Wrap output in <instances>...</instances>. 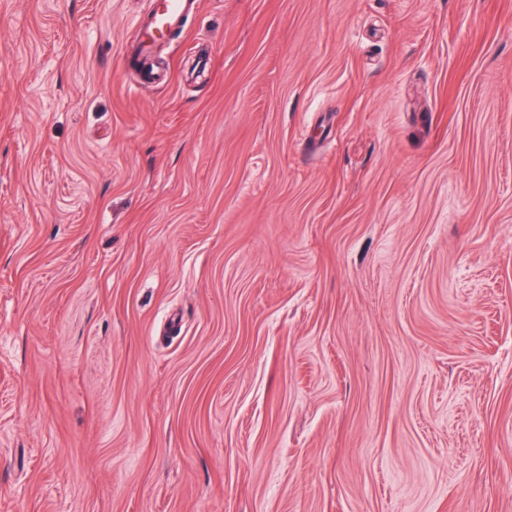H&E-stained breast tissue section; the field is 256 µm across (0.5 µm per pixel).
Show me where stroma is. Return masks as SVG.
I'll return each instance as SVG.
<instances>
[{
    "mask_svg": "<svg viewBox=\"0 0 512 512\" xmlns=\"http://www.w3.org/2000/svg\"><path fill=\"white\" fill-rule=\"evenodd\" d=\"M0 0V512H512V0ZM195 0L151 1V23L145 34V46L160 39L186 13L194 10Z\"/></svg>",
    "mask_w": 512,
    "mask_h": 512,
    "instance_id": "1",
    "label": "stroma"
}]
</instances>
